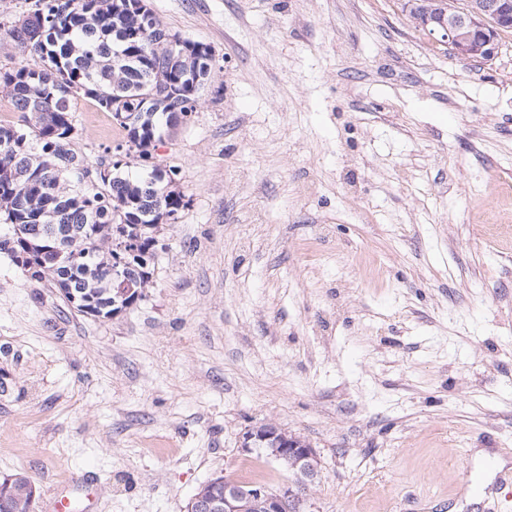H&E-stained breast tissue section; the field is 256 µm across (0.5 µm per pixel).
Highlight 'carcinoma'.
<instances>
[{"mask_svg":"<svg viewBox=\"0 0 512 512\" xmlns=\"http://www.w3.org/2000/svg\"><path fill=\"white\" fill-rule=\"evenodd\" d=\"M42 7L0 32L24 54L38 59L0 70V93L19 113L0 120V220L11 237L0 247L35 279L52 282L78 311L110 318L144 297L152 273L149 260L159 245L161 221H174L185 195L171 188L177 171L151 164L131 180L114 173L119 162H88L75 150L74 103L88 98L121 113L124 140L115 155L149 163L162 130L177 124L176 113L195 111L215 55L210 45L164 27L147 0H36ZM415 27L433 4L405 2ZM108 170L89 184L84 172ZM68 260H56V249ZM123 273L132 291L120 295L108 273ZM288 484L298 491L307 478L293 461L280 460ZM224 479L202 484L196 499L224 502Z\"/></svg>","mask_w":512,"mask_h":512,"instance_id":"obj_1","label":"carcinoma"}]
</instances>
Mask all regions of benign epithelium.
I'll use <instances>...</instances> for the list:
<instances>
[{"label":"benign epithelium","instance_id":"benign-epithelium-1","mask_svg":"<svg viewBox=\"0 0 512 512\" xmlns=\"http://www.w3.org/2000/svg\"><path fill=\"white\" fill-rule=\"evenodd\" d=\"M441 14L427 20L431 24L429 36L435 41H445L452 45L457 58L468 61L475 56L492 60L497 55L498 47L490 36L488 28L496 22L500 25H512V0H468L466 7L459 8L450 0H441ZM275 455L278 458L293 456L295 463L313 476H318L320 463L313 448L307 444L288 447V444L275 442ZM296 496L292 487L284 485L278 489L255 486L247 494L258 512H282L286 500ZM240 499L237 482L232 477L225 478L224 507L212 503L206 505L209 512H243L234 505Z\"/></svg>","mask_w":512,"mask_h":512}]
</instances>
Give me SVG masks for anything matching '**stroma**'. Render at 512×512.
Instances as JSON below:
<instances>
[{"label":"stroma","mask_w":512,"mask_h":512,"mask_svg":"<svg viewBox=\"0 0 512 512\" xmlns=\"http://www.w3.org/2000/svg\"><path fill=\"white\" fill-rule=\"evenodd\" d=\"M210 45L163 136L188 204L104 319L0 253V481L72 512H186L273 423L310 512H512V31L463 61L403 0H148ZM78 100L79 154L104 157ZM96 481L88 503L78 485ZM268 428H275L278 431V435L281 436V440H284V439L291 440L292 442L297 443V444L305 443L299 437H297L291 433H288V431H285L272 423L262 424L260 426L250 428V430H252L253 433L258 434L261 431L268 430ZM246 431L242 434V447L245 449V451H252L253 447L256 448L258 446L259 442H265V441L271 440L275 436V435H266V436L258 437L256 435H254L253 433L246 432ZM261 444L263 446H265L264 448H273L272 442L271 443L265 442V443H261Z\"/></svg>","instance_id":"stroma-1"}]
</instances>
